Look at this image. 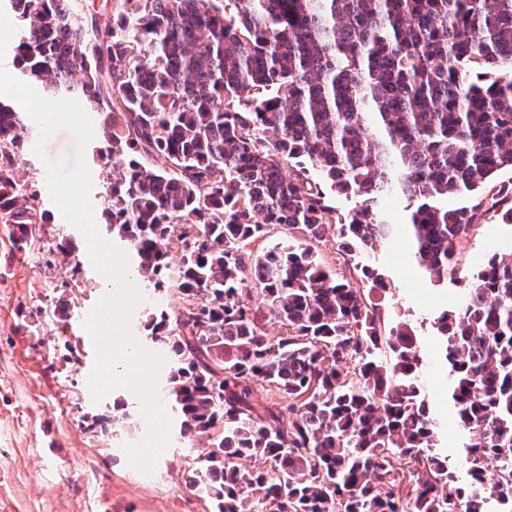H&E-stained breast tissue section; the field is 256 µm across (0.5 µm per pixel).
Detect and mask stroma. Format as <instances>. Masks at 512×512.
<instances>
[{"label": "stroma", "mask_w": 512, "mask_h": 512, "mask_svg": "<svg viewBox=\"0 0 512 512\" xmlns=\"http://www.w3.org/2000/svg\"><path fill=\"white\" fill-rule=\"evenodd\" d=\"M73 238V261L46 268L47 244ZM406 233L376 246L367 264L390 291L386 323L411 322L432 350L435 314L456 303L455 284L434 283L406 260ZM512 253V223L485 215L457 255L463 274L479 271L493 253ZM105 294L82 234L54 212L45 242L17 251L0 233V512H211L208 501L186 490L185 477L205 448L172 436L153 474L131 467L122 444L143 438L140 402L117 389L93 403L87 379L95 363L86 315ZM67 300L71 317L52 312ZM430 408L443 422L437 437L448 465L463 474V434L448 406V378L428 371Z\"/></svg>", "instance_id": "stroma-1"}]
</instances>
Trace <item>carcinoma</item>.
Returning a JSON list of instances; mask_svg holds the SVG:
<instances>
[{
	"label": "carcinoma",
	"instance_id": "obj_1",
	"mask_svg": "<svg viewBox=\"0 0 512 512\" xmlns=\"http://www.w3.org/2000/svg\"><path fill=\"white\" fill-rule=\"evenodd\" d=\"M8 2L22 81L98 116L106 231L156 289L179 254L181 303L146 327L180 436L208 439L185 488L213 512H512V254L455 265L484 214L512 219V185L494 183L512 169V0ZM29 150L1 102L0 230L20 251L51 220L18 177ZM390 197L412 264L460 287L434 327L464 481L435 450L414 328L384 324L387 282L320 257L334 225L337 251L367 259ZM74 251L51 243L46 267ZM257 384L279 399L256 406Z\"/></svg>",
	"mask_w": 512,
	"mask_h": 512
}]
</instances>
